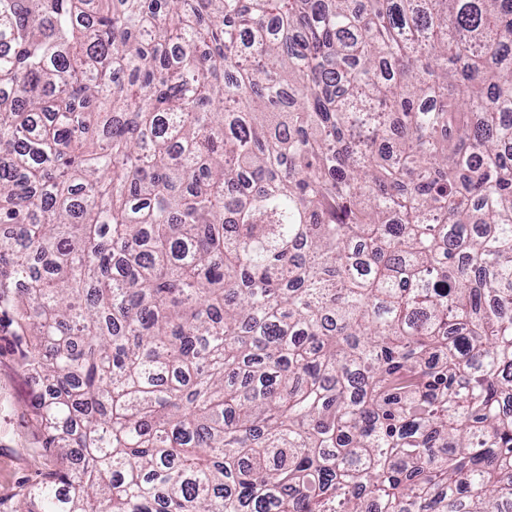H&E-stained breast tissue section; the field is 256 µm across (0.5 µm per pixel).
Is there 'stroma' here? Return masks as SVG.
Instances as JSON below:
<instances>
[{
  "label": "stroma",
  "mask_w": 512,
  "mask_h": 512,
  "mask_svg": "<svg viewBox=\"0 0 512 512\" xmlns=\"http://www.w3.org/2000/svg\"><path fill=\"white\" fill-rule=\"evenodd\" d=\"M27 341L16 334L10 310L0 308V512H18L27 488L55 468L42 455V438L32 406L43 387L25 361Z\"/></svg>",
  "instance_id": "35a3bbf8"
}]
</instances>
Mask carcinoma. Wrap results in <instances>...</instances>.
Returning <instances> with one entry per match:
<instances>
[{
    "instance_id": "obj_1",
    "label": "carcinoma",
    "mask_w": 512,
    "mask_h": 512,
    "mask_svg": "<svg viewBox=\"0 0 512 512\" xmlns=\"http://www.w3.org/2000/svg\"><path fill=\"white\" fill-rule=\"evenodd\" d=\"M1 45L19 512H512V0H0ZM14 317L0 308V512L22 507L27 488L45 480L55 459L41 455L42 438L32 406L43 387L26 365L28 339L16 336Z\"/></svg>"
}]
</instances>
